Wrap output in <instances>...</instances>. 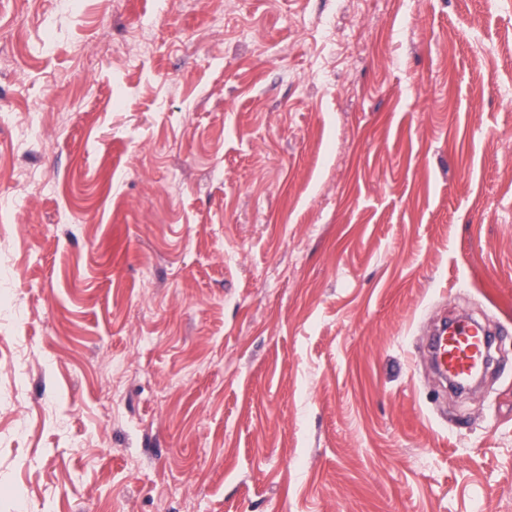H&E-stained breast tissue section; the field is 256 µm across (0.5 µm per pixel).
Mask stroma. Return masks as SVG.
<instances>
[{
	"instance_id": "35a3bbf8",
	"label": "stroma",
	"mask_w": 512,
	"mask_h": 512,
	"mask_svg": "<svg viewBox=\"0 0 512 512\" xmlns=\"http://www.w3.org/2000/svg\"><path fill=\"white\" fill-rule=\"evenodd\" d=\"M511 30L0 0V512H512ZM443 312L501 329L461 398L422 357Z\"/></svg>"
}]
</instances>
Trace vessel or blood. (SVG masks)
<instances>
[{"mask_svg":"<svg viewBox=\"0 0 512 512\" xmlns=\"http://www.w3.org/2000/svg\"><path fill=\"white\" fill-rule=\"evenodd\" d=\"M491 339L474 323L457 324L441 320L428 344L433 364L450 379H469L483 365Z\"/></svg>","mask_w":512,"mask_h":512,"instance_id":"vessel-or-blood-1","label":"vessel or blood"}]
</instances>
